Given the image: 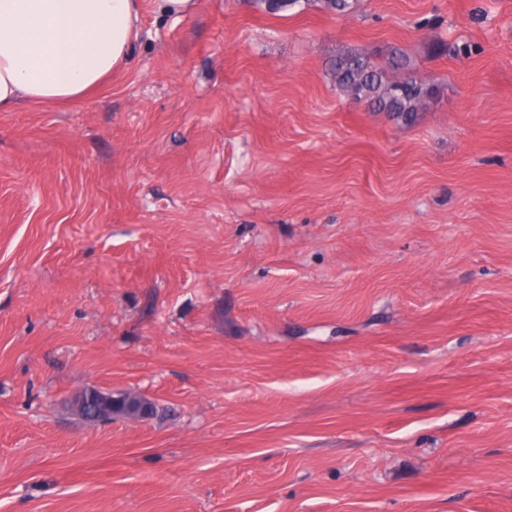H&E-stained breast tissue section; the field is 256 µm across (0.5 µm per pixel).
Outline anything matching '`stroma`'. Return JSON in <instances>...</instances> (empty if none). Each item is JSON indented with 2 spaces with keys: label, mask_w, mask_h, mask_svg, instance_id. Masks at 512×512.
Segmentation results:
<instances>
[{
  "label": "stroma",
  "mask_w": 512,
  "mask_h": 512,
  "mask_svg": "<svg viewBox=\"0 0 512 512\" xmlns=\"http://www.w3.org/2000/svg\"><path fill=\"white\" fill-rule=\"evenodd\" d=\"M395 47L410 125L328 74ZM0 512H512V0H141L0 112ZM91 392V398L95 397V394L101 395V393L109 394V397L112 398V414L113 416H120L125 419H134L137 416L138 409L143 403L147 405L143 409L146 413H149L152 416L158 415L157 406L154 402L148 400L143 395L133 392V391H101L99 389L93 387H86L80 390L75 397V401L70 403L71 410L83 418L84 420L91 421L90 418L83 412L82 409H79L76 406V398L80 394H85ZM102 396V395H101ZM134 404L136 407L134 408ZM134 417V418H133ZM94 422V421H91Z\"/></svg>",
  "instance_id": "1"
}]
</instances>
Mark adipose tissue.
Wrapping results in <instances>:
<instances>
[{
    "instance_id": "adipose-tissue-1",
    "label": "adipose tissue",
    "mask_w": 512,
    "mask_h": 512,
    "mask_svg": "<svg viewBox=\"0 0 512 512\" xmlns=\"http://www.w3.org/2000/svg\"><path fill=\"white\" fill-rule=\"evenodd\" d=\"M140 0H0V112L83 96L128 63Z\"/></svg>"
}]
</instances>
